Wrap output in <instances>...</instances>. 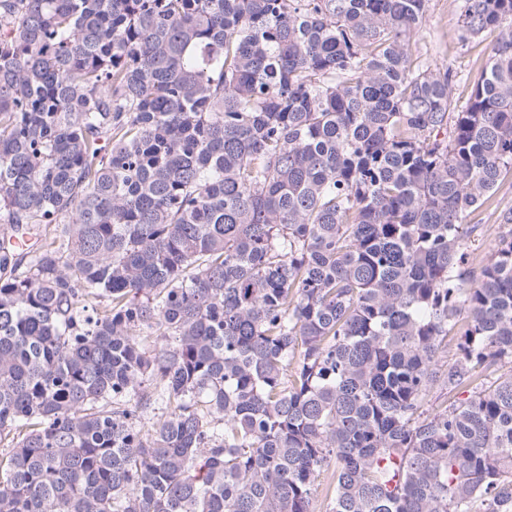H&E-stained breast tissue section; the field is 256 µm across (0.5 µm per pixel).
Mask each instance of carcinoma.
I'll use <instances>...</instances> for the list:
<instances>
[{"label": "carcinoma", "mask_w": 512, "mask_h": 512, "mask_svg": "<svg viewBox=\"0 0 512 512\" xmlns=\"http://www.w3.org/2000/svg\"><path fill=\"white\" fill-rule=\"evenodd\" d=\"M428 2L0 0V512H512V0L459 112ZM468 221L475 226L468 240V268L477 275L495 244L497 233L502 229H499L497 224V212L492 208L479 209L470 216Z\"/></svg>", "instance_id": "carcinoma-1"}]
</instances>
